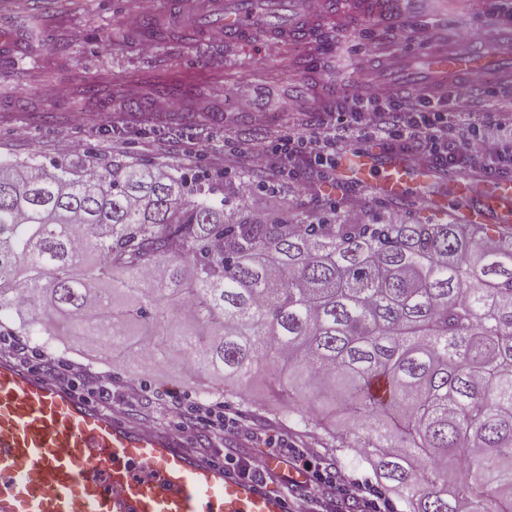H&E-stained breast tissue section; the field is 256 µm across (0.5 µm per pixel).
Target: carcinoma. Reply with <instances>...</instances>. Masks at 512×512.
<instances>
[{
  "instance_id": "cac0c4a2",
  "label": "carcinoma",
  "mask_w": 512,
  "mask_h": 512,
  "mask_svg": "<svg viewBox=\"0 0 512 512\" xmlns=\"http://www.w3.org/2000/svg\"><path fill=\"white\" fill-rule=\"evenodd\" d=\"M214 190L140 163L90 179L0 162V318L96 336L114 362L148 343L200 376L309 388L330 400L315 423L364 449L401 512H512V232L228 220ZM345 415L350 439L330 429Z\"/></svg>"
}]
</instances>
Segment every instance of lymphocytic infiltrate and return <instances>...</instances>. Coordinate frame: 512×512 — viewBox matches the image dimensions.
<instances>
[{
  "mask_svg": "<svg viewBox=\"0 0 512 512\" xmlns=\"http://www.w3.org/2000/svg\"><path fill=\"white\" fill-rule=\"evenodd\" d=\"M434 40L426 26L412 27L401 36L384 40L371 34L358 64L370 68L380 57L414 42L426 48ZM469 81L480 86V99L468 88L436 95L427 91L400 92L384 85H366L349 94L340 109L322 113L313 123H289L275 137L256 144H237L251 166L261 171L295 170L304 163L309 173H335L346 146H357L370 137L387 141L404 151L416 165L474 168L491 176L512 174V143L501 133L512 128V96L488 84L484 73H473ZM485 115L483 123L473 113ZM164 411L176 432L188 441L196 440L199 425L216 434L251 432L250 421L226 416L222 405L187 406L172 396ZM359 495L358 486L338 470L313 471L305 487L303 503L309 512H334L341 500Z\"/></svg>",
  "mask_w": 512,
  "mask_h": 512,
  "instance_id": "lymphocytic-infiltrate-1",
  "label": "lymphocytic infiltrate"
}]
</instances>
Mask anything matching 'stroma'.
Returning a JSON list of instances; mask_svg holds the SVG:
<instances>
[{
	"label": "stroma",
	"mask_w": 512,
	"mask_h": 512,
	"mask_svg": "<svg viewBox=\"0 0 512 512\" xmlns=\"http://www.w3.org/2000/svg\"><path fill=\"white\" fill-rule=\"evenodd\" d=\"M500 8L499 0H427L405 22L428 25L438 39L461 49L488 43L512 28L511 22L493 20ZM147 14L158 16L168 35L144 34L140 20ZM4 27L20 35L21 46L0 55V159L60 160L78 171L130 162L190 175L204 169L219 179L221 191L213 203L227 198L263 218L344 212L352 197L363 222L435 224L463 213L453 201L440 211L431 208L428 199L439 189L432 178L392 201L365 185L330 179L303 191L287 175L257 171L253 195H242L238 174L244 161L231 154L230 143L268 134L286 113L314 111L320 83L334 81L338 66L356 60L368 23L345 31L332 51L306 43L275 44L259 31L245 46L226 43L218 33L200 47L181 43L172 35L178 23L171 6L159 0H0ZM146 44L151 52H143ZM88 85L95 86V95H83ZM144 112L155 114L152 126L141 124ZM105 113L117 116L114 126L101 123ZM22 342L32 356L45 353L111 378L112 407L132 424L146 417L168 429L153 399L174 391L190 404L223 403L227 415L248 418L265 430L262 440L201 436L195 449L210 459L223 461L228 447L242 456L265 455L269 443L284 441L314 449L313 467L345 472L365 498L385 508L397 503L394 494L381 491L361 450L336 452L323 430L305 425L312 401L299 403L291 413L273 411L259 380L237 382L226 394L219 380L187 372L177 354L159 362L145 351L133 367L116 368L97 347L74 345L66 336L39 341L26 336ZM129 384L144 388L145 402L125 404L123 389Z\"/></svg>",
	"instance_id": "1"
}]
</instances>
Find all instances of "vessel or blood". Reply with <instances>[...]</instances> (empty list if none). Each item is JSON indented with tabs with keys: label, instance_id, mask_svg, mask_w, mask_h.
I'll use <instances>...</instances> for the list:
<instances>
[{
	"label": "vessel or blood",
	"instance_id": "1",
	"mask_svg": "<svg viewBox=\"0 0 512 512\" xmlns=\"http://www.w3.org/2000/svg\"><path fill=\"white\" fill-rule=\"evenodd\" d=\"M416 0H178L181 16L205 17L225 40L244 43L257 28L274 40H321L352 22L395 25ZM425 59L428 86L458 73L512 70V37L456 54L435 47ZM374 157L347 152L339 176L379 193L401 196L412 170L388 159L376 174ZM447 194L474 222H512V180L492 177L484 189L458 172L443 174ZM0 512H287L286 501L200 457L177 435L132 427L53 378L0 357Z\"/></svg>",
	"mask_w": 512,
	"mask_h": 512
}]
</instances>
